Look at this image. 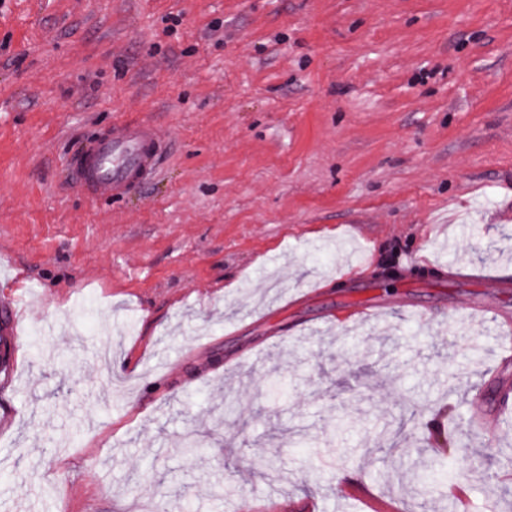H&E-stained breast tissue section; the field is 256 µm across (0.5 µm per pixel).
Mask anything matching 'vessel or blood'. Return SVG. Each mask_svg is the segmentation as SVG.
<instances>
[{"label": "vessel or blood", "mask_w": 512, "mask_h": 512, "mask_svg": "<svg viewBox=\"0 0 512 512\" xmlns=\"http://www.w3.org/2000/svg\"><path fill=\"white\" fill-rule=\"evenodd\" d=\"M164 140L150 122L129 120L89 141L70 160L75 179L88 195L120 197L155 170Z\"/></svg>", "instance_id": "b4317fda"}]
</instances>
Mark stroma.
Masks as SVG:
<instances>
[{
    "label": "stroma",
    "mask_w": 512,
    "mask_h": 512,
    "mask_svg": "<svg viewBox=\"0 0 512 512\" xmlns=\"http://www.w3.org/2000/svg\"><path fill=\"white\" fill-rule=\"evenodd\" d=\"M129 119L160 165L90 199L69 158ZM493 274L512 0H0V512H448L437 428L512 512ZM423 463L417 473L416 490L424 499L432 497L433 492L439 486L440 480L447 476L451 457L447 454H439Z\"/></svg>",
    "instance_id": "stroma-1"
}]
</instances>
